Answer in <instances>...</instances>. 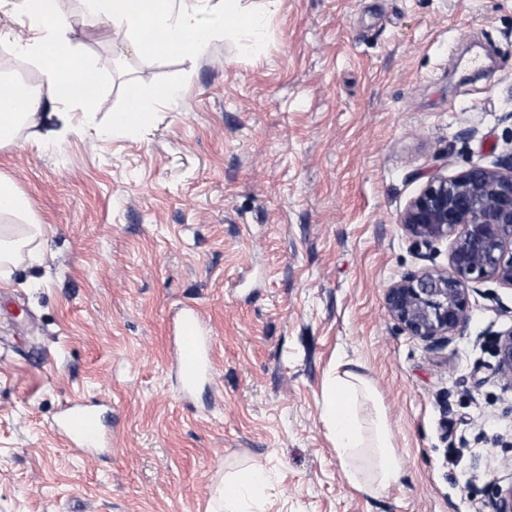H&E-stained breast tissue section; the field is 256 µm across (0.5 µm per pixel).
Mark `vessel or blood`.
Returning a JSON list of instances; mask_svg holds the SVG:
<instances>
[{"label":"vessel or blood","instance_id":"b4317fda","mask_svg":"<svg viewBox=\"0 0 512 512\" xmlns=\"http://www.w3.org/2000/svg\"><path fill=\"white\" fill-rule=\"evenodd\" d=\"M174 378L182 396L194 393L210 376L212 343L209 326L198 307H179L173 317ZM101 402L72 399L66 402L55 430L74 450L88 454L105 447Z\"/></svg>","mask_w":512,"mask_h":512}]
</instances>
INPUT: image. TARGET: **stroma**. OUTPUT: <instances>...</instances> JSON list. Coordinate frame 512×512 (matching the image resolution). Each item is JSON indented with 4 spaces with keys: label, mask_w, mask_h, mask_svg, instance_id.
<instances>
[{
    "label": "stroma",
    "mask_w": 512,
    "mask_h": 512,
    "mask_svg": "<svg viewBox=\"0 0 512 512\" xmlns=\"http://www.w3.org/2000/svg\"><path fill=\"white\" fill-rule=\"evenodd\" d=\"M60 10L76 54L108 63L107 132L77 109L48 142L0 148L49 243L0 287V512H211L253 463L274 476L265 512H492V485L512 486V388L490 348L512 291L479 285L467 331L431 350L384 290L448 264L399 222L422 174L512 152V0H284L262 46L219 34L147 62L80 0ZM472 43L491 74L470 75ZM133 92L149 122L109 132ZM183 305L213 336L191 399L172 381ZM346 361L394 435L402 476L380 495L352 486L321 418ZM76 397L110 404L90 457L53 431Z\"/></svg>",
    "instance_id": "obj_1"
}]
</instances>
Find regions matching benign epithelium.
<instances>
[{"mask_svg":"<svg viewBox=\"0 0 512 512\" xmlns=\"http://www.w3.org/2000/svg\"><path fill=\"white\" fill-rule=\"evenodd\" d=\"M416 241L449 242L448 266H425L385 292L388 316L429 349L450 344L470 321V292L494 281L512 290V152L491 167L428 176L399 217ZM496 374L512 387V327L494 335ZM493 512H512V486L493 493Z\"/></svg>","mask_w":512,"mask_h":512,"instance_id":"1","label":"benign epithelium"}]
</instances>
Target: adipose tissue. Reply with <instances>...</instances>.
<instances>
[{"label":"adipose tissue","mask_w":512,"mask_h":512,"mask_svg":"<svg viewBox=\"0 0 512 512\" xmlns=\"http://www.w3.org/2000/svg\"><path fill=\"white\" fill-rule=\"evenodd\" d=\"M85 10L108 23L114 40L126 43L138 57L176 53L201 56L215 30L201 24L202 14L217 12L225 35L260 43L268 16L280 0H82ZM24 20L27 37L12 45L42 69L44 89L0 78V147L19 132L33 142L48 137L46 117L56 107L86 109L97 98L104 70L101 62L76 59L59 14V0H0V13ZM45 230L29 199L0 177V266L42 264ZM322 419L353 486L372 492L394 486L401 475L393 436L377 393L358 370L332 377L324 392ZM270 478L258 465L241 467L224 478L219 498L224 512H263Z\"/></svg>","instance_id":"obj_1"}]
</instances>
